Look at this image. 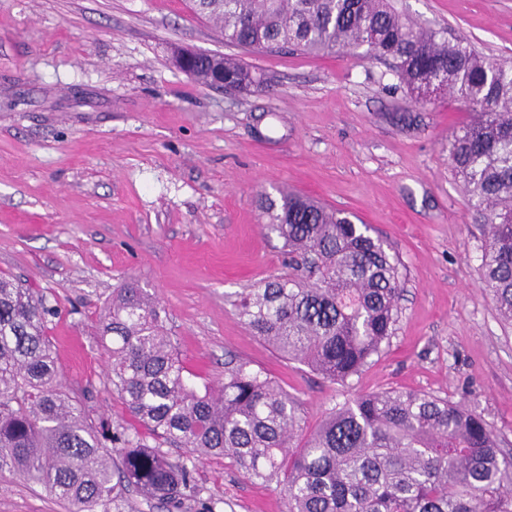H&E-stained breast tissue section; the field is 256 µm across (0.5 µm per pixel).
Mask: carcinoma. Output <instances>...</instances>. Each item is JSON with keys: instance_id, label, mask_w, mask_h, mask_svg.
<instances>
[{"instance_id": "carcinoma-1", "label": "carcinoma", "mask_w": 512, "mask_h": 512, "mask_svg": "<svg viewBox=\"0 0 512 512\" xmlns=\"http://www.w3.org/2000/svg\"><path fill=\"white\" fill-rule=\"evenodd\" d=\"M224 42L377 60L418 99L432 86L471 108L448 140V160L486 227L481 288L512 322V66L445 28L409 18L395 0H191ZM188 76L241 91L264 79L242 61L207 53ZM266 228L301 273L241 296L239 315L283 358L344 384L383 352L398 319V259L340 210L306 197L260 196ZM56 306L0 276V470L40 485L68 512H122L131 492L161 506L195 491L192 472L162 447L222 457L245 477L276 483L286 512H512V460L475 410L434 395L389 390L334 405L301 427L300 404L241 361L199 390L166 315L134 281L112 289L100 346L112 390L148 437L94 417L58 371L48 323Z\"/></svg>"}]
</instances>
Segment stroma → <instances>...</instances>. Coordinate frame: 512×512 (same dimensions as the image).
I'll list each match as a JSON object with an SVG mask.
<instances>
[{
	"label": "stroma",
	"mask_w": 512,
	"mask_h": 512,
	"mask_svg": "<svg viewBox=\"0 0 512 512\" xmlns=\"http://www.w3.org/2000/svg\"><path fill=\"white\" fill-rule=\"evenodd\" d=\"M422 22L512 64V0H400ZM232 55L264 75L236 94L191 80L177 49ZM467 106L416 105L388 67L349 54L244 52L189 0H0V274L46 296L64 381L113 423L98 317L129 279L156 296L198 387L228 356L266 373L307 428L345 398L427 392L475 409L512 458V326L480 288L485 243L448 161ZM356 214L399 261L403 292L382 355L333 385L256 338L236 304L288 271L261 192ZM195 493L133 512H285L275 485L191 458ZM0 512H66L0 471Z\"/></svg>",
	"instance_id": "stroma-1"
}]
</instances>
